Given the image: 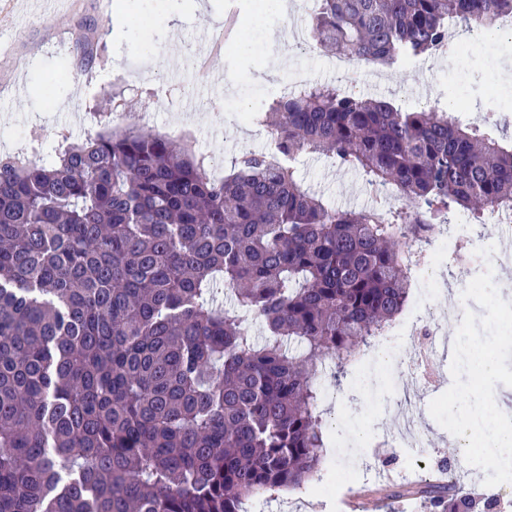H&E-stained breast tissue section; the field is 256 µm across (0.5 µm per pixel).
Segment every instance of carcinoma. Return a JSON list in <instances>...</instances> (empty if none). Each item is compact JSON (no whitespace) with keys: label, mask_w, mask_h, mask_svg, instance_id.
Returning <instances> with one entry per match:
<instances>
[{"label":"carcinoma","mask_w":512,"mask_h":512,"mask_svg":"<svg viewBox=\"0 0 512 512\" xmlns=\"http://www.w3.org/2000/svg\"><path fill=\"white\" fill-rule=\"evenodd\" d=\"M316 3V48L387 66L512 16V0ZM258 121L278 154L221 179L142 127L0 158V512H242L303 487L328 445L321 377L389 333L449 215L512 209V146L444 109L321 85ZM302 153L402 205H330ZM419 493L478 508L451 472Z\"/></svg>","instance_id":"1"}]
</instances>
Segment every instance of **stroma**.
<instances>
[{"label":"stroma","mask_w":512,"mask_h":512,"mask_svg":"<svg viewBox=\"0 0 512 512\" xmlns=\"http://www.w3.org/2000/svg\"><path fill=\"white\" fill-rule=\"evenodd\" d=\"M214 2L237 24L225 31L224 48L204 79L196 66L199 35L213 22L194 10L192 0H69L60 13L39 0H6L0 7V72L13 70L18 77L0 83V155L34 158L59 131L86 139L99 102L119 90L130 109L111 116L112 124L145 127L205 154L217 176L228 174L241 153L267 151V140L257 133L258 113L302 84L338 83L334 55L313 47L315 0H300L285 15L258 0ZM90 23L96 26L97 60L84 70L77 63L78 43ZM461 38L473 45L463 58L432 55L405 67L354 71V93L388 100L405 112L461 99L469 106L458 115L462 123L512 139V33L465 32ZM228 101L240 103L241 112L225 111ZM295 165L306 184L337 208L358 210L376 202L358 172L338 168L325 156L302 154ZM448 247L415 272L390 346L367 352L342 385L324 381L331 446L319 478L300 489L256 496L245 503L246 512H435L413 490L456 443L429 411L452 380L440 369L429 385L408 384L410 404L431 441L417 457L393 440L396 396L381 368L389 348L402 362L417 358L422 337L411 329L415 317L442 315L440 334L455 337L457 325L446 315L461 304L474 267L452 262L449 253L458 249L470 257L476 246L464 233ZM389 488L400 490V498H386Z\"/></svg>","instance_id":"35a3bbf8"}]
</instances>
